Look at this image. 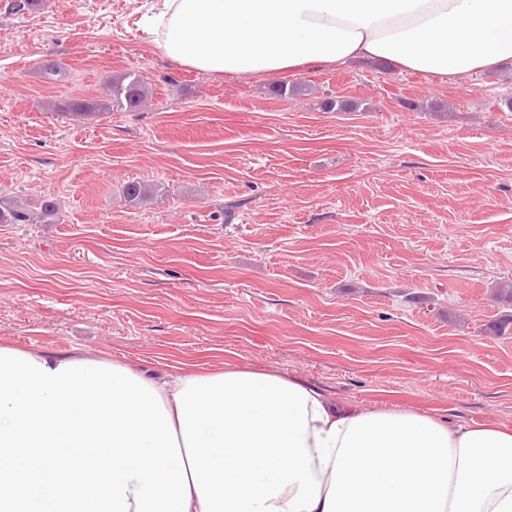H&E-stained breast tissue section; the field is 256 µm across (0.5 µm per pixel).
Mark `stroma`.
I'll return each mask as SVG.
<instances>
[{"label": "stroma", "mask_w": 512, "mask_h": 512, "mask_svg": "<svg viewBox=\"0 0 512 512\" xmlns=\"http://www.w3.org/2000/svg\"><path fill=\"white\" fill-rule=\"evenodd\" d=\"M151 2L0 0V194L60 208L0 224V345L278 371L512 429V305L495 299L512 281V67L215 76L162 55L140 26ZM128 72L153 87L139 110L52 108ZM284 82L317 91L275 97ZM132 181L166 192L131 206Z\"/></svg>", "instance_id": "35a3bbf8"}]
</instances>
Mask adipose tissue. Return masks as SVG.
Listing matches in <instances>:
<instances>
[{"label":"adipose tissue","mask_w":512,"mask_h":512,"mask_svg":"<svg viewBox=\"0 0 512 512\" xmlns=\"http://www.w3.org/2000/svg\"><path fill=\"white\" fill-rule=\"evenodd\" d=\"M170 60L251 77L384 60L426 75L512 66V0H156ZM169 412L189 512H512V430L327 397L277 372L142 373Z\"/></svg>","instance_id":"adipose-tissue-1"}]
</instances>
